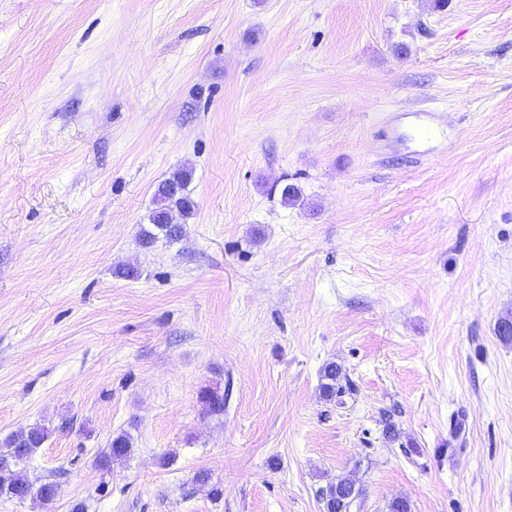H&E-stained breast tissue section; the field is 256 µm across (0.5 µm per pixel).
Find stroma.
<instances>
[{"instance_id": "stroma-1", "label": "stroma", "mask_w": 512, "mask_h": 512, "mask_svg": "<svg viewBox=\"0 0 512 512\" xmlns=\"http://www.w3.org/2000/svg\"><path fill=\"white\" fill-rule=\"evenodd\" d=\"M510 315L512 0H0V512H512ZM191 179L192 171L182 169L158 184L156 207L149 217L150 227L141 233L143 247L152 248L160 239L174 242L182 238L185 224H163V220L169 213L177 214L179 220L192 215L196 202L188 189ZM343 380L346 381L345 385H342ZM346 390H350V383L342 368L333 361L326 363L321 369L320 398L331 402L341 397ZM48 438L45 427H32L7 436L0 441V493L5 491L19 501L36 495L46 502L56 495L53 482H44L34 489L26 473V463ZM348 487V479L341 477L322 488L319 491V497L323 505V512H347L340 510V502Z\"/></svg>"}]
</instances>
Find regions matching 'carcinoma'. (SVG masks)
Instances as JSON below:
<instances>
[{"instance_id":"1","label":"carcinoma","mask_w":512,"mask_h":512,"mask_svg":"<svg viewBox=\"0 0 512 512\" xmlns=\"http://www.w3.org/2000/svg\"><path fill=\"white\" fill-rule=\"evenodd\" d=\"M192 171L182 169L170 178L160 182L155 191V209L149 221L150 227L142 230V245L149 249L159 240L178 241L185 231L182 224H165L164 218L177 214L185 220L192 215L196 202L189 191ZM280 200L285 206H294L301 198V189L293 183H284L279 187ZM350 389L346 375L335 362L326 363L321 369L319 385L320 398L332 401ZM48 438V430L44 427H32L7 436L0 441V493L6 492L10 497L22 501L36 496L46 502L52 501L56 495L55 484L48 481L34 487L26 473V463ZM132 438L127 433H120L110 440L104 458L112 461L130 455ZM348 479L338 478L319 491L323 512H341L340 502L347 488Z\"/></svg>"}]
</instances>
